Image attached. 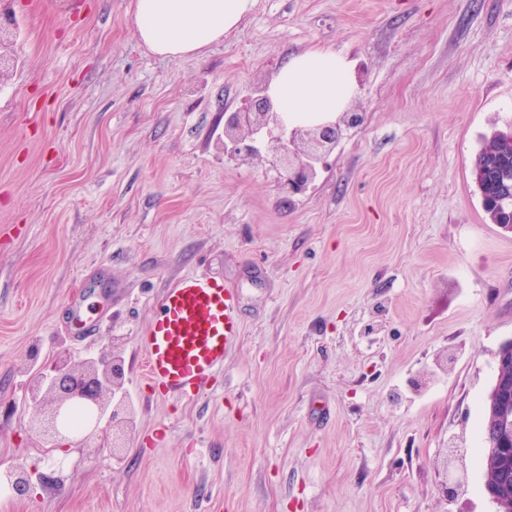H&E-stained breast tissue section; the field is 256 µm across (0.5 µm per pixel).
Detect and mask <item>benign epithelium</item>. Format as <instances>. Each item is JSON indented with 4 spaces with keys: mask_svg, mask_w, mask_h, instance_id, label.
I'll use <instances>...</instances> for the list:
<instances>
[{
    "mask_svg": "<svg viewBox=\"0 0 512 512\" xmlns=\"http://www.w3.org/2000/svg\"><path fill=\"white\" fill-rule=\"evenodd\" d=\"M14 52V32L0 24V82L10 73ZM363 122V115L346 109L337 118L309 127L290 128L266 93L261 89L244 106L224 113V150L235 158L260 160L276 173V186L288 198L305 194L317 176L328 166L336 144L351 129ZM496 374L487 392L488 411L501 416L512 408L506 405L512 381L502 376V369L512 368V339L500 343L495 352ZM125 370L115 356L88 358L75 362L59 354L39 366L28 382L29 401L35 409L34 421L40 434V447L68 449L78 439L82 447L117 448L133 431L135 410L116 397L124 384ZM88 415L80 435L72 436L61 420L74 407ZM0 478L20 496L33 491L30 471L23 465H11Z\"/></svg>",
    "mask_w": 512,
    "mask_h": 512,
    "instance_id": "7a95c632",
    "label": "benign epithelium"
}]
</instances>
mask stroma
<instances>
[{"label": "stroma", "mask_w": 512, "mask_h": 512, "mask_svg": "<svg viewBox=\"0 0 512 512\" xmlns=\"http://www.w3.org/2000/svg\"><path fill=\"white\" fill-rule=\"evenodd\" d=\"M135 0H17L0 85V465L47 487L0 512H494L483 399L512 338V233L482 209V136L512 124V0H257L197 57L153 54ZM354 63L363 124L288 201L224 152V114L291 54ZM205 270L243 335L188 402L139 337ZM110 318L69 336L68 302ZM113 353L127 447L48 450L22 366ZM468 472L440 492L447 450Z\"/></svg>", "instance_id": "stroma-1"}]
</instances>
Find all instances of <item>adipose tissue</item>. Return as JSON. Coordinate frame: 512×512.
Listing matches in <instances>:
<instances>
[{"label":"adipose tissue","instance_id":"obj_1","mask_svg":"<svg viewBox=\"0 0 512 512\" xmlns=\"http://www.w3.org/2000/svg\"><path fill=\"white\" fill-rule=\"evenodd\" d=\"M255 0H136L134 21L141 40L171 59L199 54L237 28ZM352 60L332 48L288 57L270 79L268 94L291 126H312L343 112L357 86Z\"/></svg>","mask_w":512,"mask_h":512}]
</instances>
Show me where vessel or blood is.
Wrapping results in <instances>:
<instances>
[{"label":"vessel or blood","instance_id":"1","mask_svg":"<svg viewBox=\"0 0 512 512\" xmlns=\"http://www.w3.org/2000/svg\"><path fill=\"white\" fill-rule=\"evenodd\" d=\"M71 334L91 336L102 317L88 316L82 302L70 300ZM238 289L208 273L182 277L164 292L140 338L143 370L163 395L193 398L217 373L243 330Z\"/></svg>","mask_w":512,"mask_h":512}]
</instances>
